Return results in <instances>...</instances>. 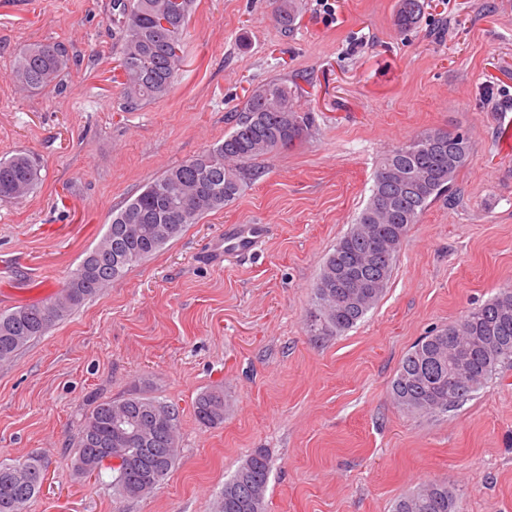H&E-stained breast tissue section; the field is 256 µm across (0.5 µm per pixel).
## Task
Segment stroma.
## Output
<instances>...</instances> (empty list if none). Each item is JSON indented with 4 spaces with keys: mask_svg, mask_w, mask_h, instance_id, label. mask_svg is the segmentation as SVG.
Masks as SVG:
<instances>
[{
    "mask_svg": "<svg viewBox=\"0 0 512 512\" xmlns=\"http://www.w3.org/2000/svg\"><path fill=\"white\" fill-rule=\"evenodd\" d=\"M195 0L172 93L124 111L112 0H0V159L26 150L42 181L0 203V312L56 291L113 210L167 168L223 142L258 85L303 75L314 130L258 159L223 209L0 363V463L46 468L25 512H217L255 448L272 468L267 512H392L433 481L464 512H512V366L458 408L399 409L390 384L411 347L512 285V0H422L416 29L397 0ZM63 46L57 90L10 74L29 43ZM466 133L451 198L412 225L364 319L313 341V288L367 203L384 154L422 132ZM263 224L257 254L225 256L224 227ZM224 390V422L195 418ZM140 393L177 407L178 461L156 492L121 498L112 472L79 474L73 442L98 402ZM422 9L421 0H399L395 11V25L404 32L416 28ZM194 415L206 427H217L224 422V390L211 388L200 393L194 402Z\"/></svg>",
    "mask_w": 512,
    "mask_h": 512,
    "instance_id": "stroma-1",
    "label": "stroma"
}]
</instances>
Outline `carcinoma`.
<instances>
[{"instance_id": "obj_1", "label": "carcinoma", "mask_w": 512, "mask_h": 512, "mask_svg": "<svg viewBox=\"0 0 512 512\" xmlns=\"http://www.w3.org/2000/svg\"><path fill=\"white\" fill-rule=\"evenodd\" d=\"M276 19L292 27L293 0H276ZM193 0H112V25L121 44L124 109L136 111L168 96L182 65L181 45ZM421 0H398L395 25L407 32L419 24ZM168 20L169 26L160 20ZM65 49L52 43L21 46L12 80L26 91L62 87ZM297 80L273 79L235 110L232 131L217 146L165 170L123 207L101 241L46 298L0 313V362L12 361L31 341L69 318L87 300L131 267L152 256L209 212L224 208L251 176L254 160L289 150L310 134L314 116L296 103ZM471 150L460 132L429 130L399 145L378 167L367 204L349 232L336 242L314 288L310 336L320 341L357 324L378 302L392 276L410 227L432 202L450 190ZM40 180L29 152L0 160V202H18ZM512 364V289L468 310L458 321L423 337L402 359L391 382L394 403L409 412L434 413L460 406L496 373ZM124 415L149 435L146 442L117 438L114 419ZM205 427L224 423V390L211 388L194 402ZM177 409L131 394L96 404L74 442L78 473L99 476L101 459H123L114 469L120 497L153 493L177 464ZM270 458L253 450L224 482L218 512H266ZM45 478L37 457L0 463V512H24ZM457 494L445 482H430L395 504L393 512H460Z\"/></svg>"}]
</instances>
